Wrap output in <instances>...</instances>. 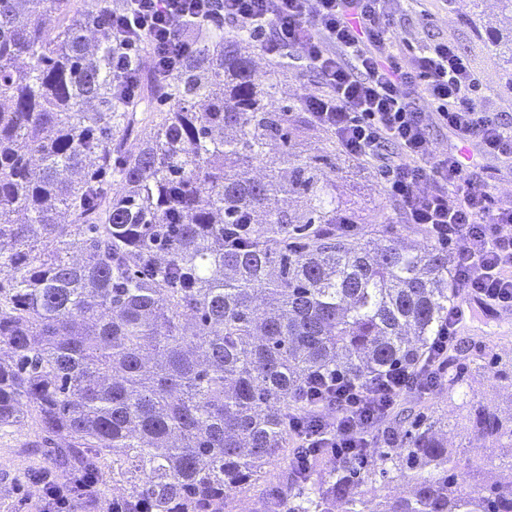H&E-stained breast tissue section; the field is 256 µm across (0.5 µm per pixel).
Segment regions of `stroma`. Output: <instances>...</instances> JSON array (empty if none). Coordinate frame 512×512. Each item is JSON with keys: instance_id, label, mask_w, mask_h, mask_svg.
<instances>
[{"instance_id": "35a3bbf8", "label": "stroma", "mask_w": 512, "mask_h": 512, "mask_svg": "<svg viewBox=\"0 0 512 512\" xmlns=\"http://www.w3.org/2000/svg\"><path fill=\"white\" fill-rule=\"evenodd\" d=\"M499 14L497 0H456L448 9L446 0H422L404 5L390 18L394 31L405 39L403 57H411L437 41L449 40L478 75L486 111L512 126V71L491 43L487 30ZM257 82H275L276 96L290 104L303 94L320 90L318 78L292 67L276 74V65L254 54ZM295 152L317 154L337 149L334 136L300 116L290 125ZM336 193L346 205L358 229L378 242L389 239L416 246L425 245L417 225L406 223L399 204L391 200L378 172L377 162L354 159L335 173ZM465 349L454 359L438 386L426 394L415 393L411 401L428 417L448 423V445L459 449L455 470L457 483L465 490L476 487L473 464H481L488 479L500 478L498 449L465 428L462 403L477 398L501 409L512 405V380L504 370L512 368V311L490 315L481 309L468 312L457 335ZM62 481L61 469L52 463L51 446L36 436L31 427L0 431V512H45L46 480Z\"/></svg>"}]
</instances>
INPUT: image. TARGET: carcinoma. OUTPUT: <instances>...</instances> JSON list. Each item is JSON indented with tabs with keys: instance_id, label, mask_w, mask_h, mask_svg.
I'll use <instances>...</instances> for the list:
<instances>
[{
	"instance_id": "obj_1",
	"label": "carcinoma",
	"mask_w": 512,
	"mask_h": 512,
	"mask_svg": "<svg viewBox=\"0 0 512 512\" xmlns=\"http://www.w3.org/2000/svg\"><path fill=\"white\" fill-rule=\"evenodd\" d=\"M105 7L0 0V430L64 436L56 464L83 481L112 467L97 512H234L227 490L296 459L290 421L322 411L310 374L427 361L453 257L341 228L336 163L291 150L298 108L256 82L246 37L176 31L195 44L177 72L113 92ZM466 418L512 448V408L471 400ZM406 420L375 457L323 448L288 470L264 512H368L363 487L392 473L407 490L375 512H512V482L462 489L434 425Z\"/></svg>"
}]
</instances>
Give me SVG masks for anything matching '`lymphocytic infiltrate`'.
Masks as SVG:
<instances>
[{
  "mask_svg": "<svg viewBox=\"0 0 512 512\" xmlns=\"http://www.w3.org/2000/svg\"><path fill=\"white\" fill-rule=\"evenodd\" d=\"M396 0H122L112 11V84L135 96L140 69L130 55L151 39L152 73L164 80L193 50L172 41L173 30L204 21L215 31L249 35L272 60L296 50L297 63L316 74L320 94L300 96L297 107L330 132L343 153L380 163L387 196L407 223L422 226L432 242L452 249L458 288L488 307L512 308V201L496 199L474 179V161L437 152L430 127H448L480 158H512V126L482 107L481 85L453 42L435 44L403 60L389 18ZM420 95L430 108L415 110ZM435 380L396 368L361 385L342 376L315 379L313 399L335 405L292 429L300 447L332 448L345 455L370 445V434L403 391L429 392Z\"/></svg>",
  "mask_w": 512,
  "mask_h": 512,
  "instance_id": "f902f5d3",
  "label": "lymphocytic infiltrate"
}]
</instances>
